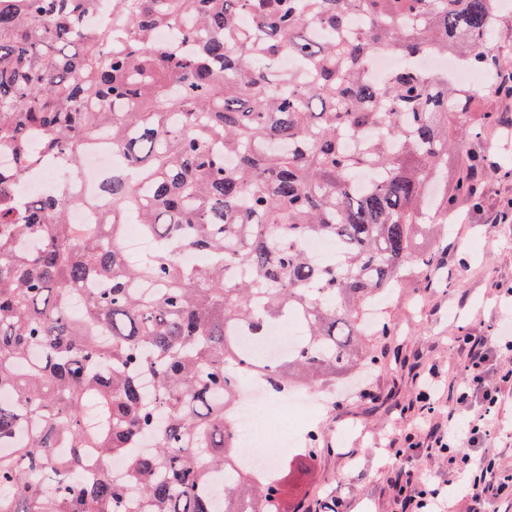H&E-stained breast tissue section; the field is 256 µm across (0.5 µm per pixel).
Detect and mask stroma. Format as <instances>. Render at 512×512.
<instances>
[{
	"instance_id": "stroma-1",
	"label": "stroma",
	"mask_w": 512,
	"mask_h": 512,
	"mask_svg": "<svg viewBox=\"0 0 512 512\" xmlns=\"http://www.w3.org/2000/svg\"><path fill=\"white\" fill-rule=\"evenodd\" d=\"M479 146L494 147L501 166L485 172L480 208L456 203L461 221L442 241L451 256L436 274L440 287H428L417 268H406L403 286L384 304L395 328L377 338L375 362L337 382L307 422L285 409L261 408V432L303 445L321 438L317 456L289 454L284 512L331 498L341 499L345 512H399L391 483L395 461L387 448L419 422L416 395L424 372L438 368L441 409L449 411L465 373L455 336H512V220L504 216L512 209V177L506 174L512 132L498 127Z\"/></svg>"
}]
</instances>
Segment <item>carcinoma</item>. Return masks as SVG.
<instances>
[{
	"label": "carcinoma",
	"mask_w": 512,
	"mask_h": 512,
	"mask_svg": "<svg viewBox=\"0 0 512 512\" xmlns=\"http://www.w3.org/2000/svg\"><path fill=\"white\" fill-rule=\"evenodd\" d=\"M505 2L112 0L93 28L98 0H0V512H281V480L241 462L236 391L258 373L275 392L328 385L374 359L391 323L366 329L368 307L406 265H439L415 240L455 199L479 205L490 158L472 145L500 122L474 111L484 91L417 60L508 89L512 57L491 49ZM378 50L402 66L376 84L362 61ZM103 135L128 168L101 223L67 222L65 182L18 195ZM450 156L462 174L438 190ZM132 217L153 242L135 262ZM313 238L334 245L323 264ZM294 320L286 357L242 349L238 333ZM90 457L122 476L85 481Z\"/></svg>",
	"instance_id": "1"
}]
</instances>
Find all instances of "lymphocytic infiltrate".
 Here are the masks:
<instances>
[{"label":"lymphocytic infiltrate","mask_w":512,"mask_h":512,"mask_svg":"<svg viewBox=\"0 0 512 512\" xmlns=\"http://www.w3.org/2000/svg\"><path fill=\"white\" fill-rule=\"evenodd\" d=\"M455 343L465 358L466 370L454 396L455 411L466 415L468 427L461 436L454 423L436 422L440 381L436 371H429L420 392L424 403L420 431L407 434L405 448L394 453L402 461L393 485L402 512H447L455 490L460 491L467 512H487L488 505L498 501L512 503V471L503 469L499 452L489 445L499 402L512 391V369L500 371L496 381L488 379L497 352H512V336L492 340L463 334ZM464 438L469 441L465 448L460 445ZM409 454L447 462V478L434 480L420 469L405 466Z\"/></svg>","instance_id":"lymphocytic-infiltrate-1"}]
</instances>
